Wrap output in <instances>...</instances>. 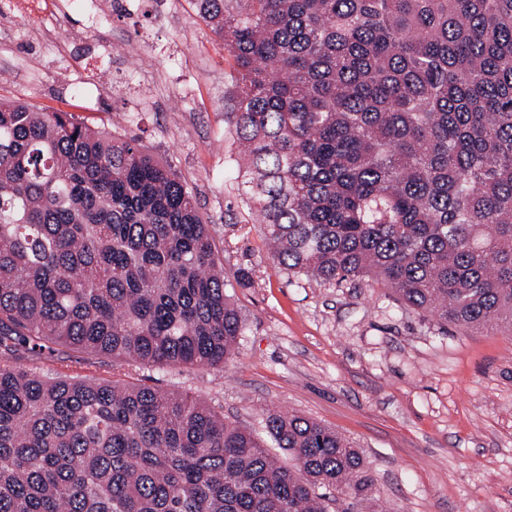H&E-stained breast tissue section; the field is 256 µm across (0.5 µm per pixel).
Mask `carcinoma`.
Segmentation results:
<instances>
[{"instance_id": "1", "label": "carcinoma", "mask_w": 512, "mask_h": 512, "mask_svg": "<svg viewBox=\"0 0 512 512\" xmlns=\"http://www.w3.org/2000/svg\"><path fill=\"white\" fill-rule=\"evenodd\" d=\"M236 76L238 195L276 267L512 326V0H197ZM192 191L134 137L0 98V512H380L362 452L205 401L44 374L66 345L221 368L243 323ZM81 355L73 352L70 348L66 346H54V351L51 354H45L40 358H32L25 355L24 358L20 359L18 362L23 364L29 368H38V370L47 373L53 372L56 370L62 369V366L73 365L75 370L74 361L78 360Z\"/></svg>"}]
</instances>
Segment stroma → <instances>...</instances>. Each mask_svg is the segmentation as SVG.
<instances>
[{"label":"stroma","mask_w":512,"mask_h":512,"mask_svg":"<svg viewBox=\"0 0 512 512\" xmlns=\"http://www.w3.org/2000/svg\"><path fill=\"white\" fill-rule=\"evenodd\" d=\"M0 0V96L133 136L192 190L244 334L223 368L151 384L201 397L273 448L293 413L363 452L385 512H512V331L464 330L374 280L274 268L237 195L225 96L235 75L195 0Z\"/></svg>","instance_id":"obj_1"}]
</instances>
